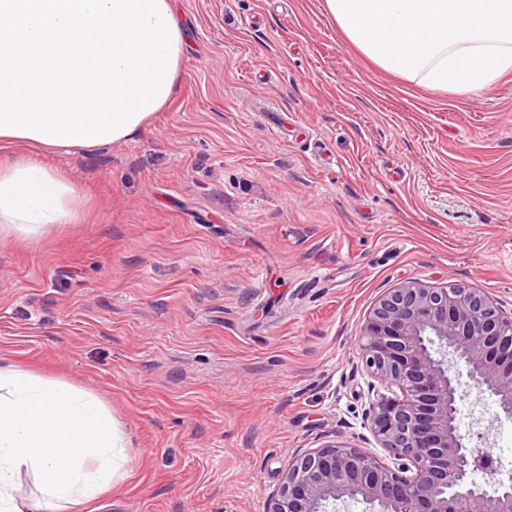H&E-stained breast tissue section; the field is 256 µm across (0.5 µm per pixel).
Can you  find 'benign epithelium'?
I'll return each instance as SVG.
<instances>
[{
  "instance_id": "1",
  "label": "benign epithelium",
  "mask_w": 512,
  "mask_h": 512,
  "mask_svg": "<svg viewBox=\"0 0 512 512\" xmlns=\"http://www.w3.org/2000/svg\"><path fill=\"white\" fill-rule=\"evenodd\" d=\"M374 383L365 419L385 455L331 441L297 457L267 512H330L340 502L377 512H512V478L473 481L493 461L468 447L457 425L456 373L512 417V316L457 283L409 282L385 292L359 336ZM393 392L388 397L376 390Z\"/></svg>"
}]
</instances>
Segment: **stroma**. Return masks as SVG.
I'll return each mask as SVG.
<instances>
[{
	"mask_svg": "<svg viewBox=\"0 0 512 512\" xmlns=\"http://www.w3.org/2000/svg\"><path fill=\"white\" fill-rule=\"evenodd\" d=\"M322 2L175 0L168 106L45 155L82 223L0 244V366L96 395L125 441L84 512H265L296 454L379 452L356 340L384 291L459 283L512 315V74L401 80ZM461 393L467 446L512 450V417Z\"/></svg>",
	"mask_w": 512,
	"mask_h": 512,
	"instance_id": "35a3bbf8",
	"label": "stroma"
}]
</instances>
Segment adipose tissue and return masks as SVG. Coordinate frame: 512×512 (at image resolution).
<instances>
[{
	"instance_id": "ef3b65f1",
	"label": "adipose tissue",
	"mask_w": 512,
	"mask_h": 512,
	"mask_svg": "<svg viewBox=\"0 0 512 512\" xmlns=\"http://www.w3.org/2000/svg\"><path fill=\"white\" fill-rule=\"evenodd\" d=\"M349 43L379 69L438 92L469 95L512 73V0H323ZM0 243H34L77 223L78 191L42 163L57 147L0 135ZM98 398L75 386L0 368V512H24L22 471L48 505L72 512L124 478L127 457Z\"/></svg>"
}]
</instances>
